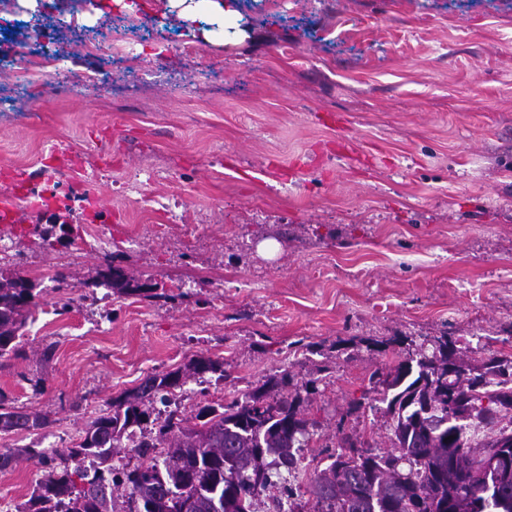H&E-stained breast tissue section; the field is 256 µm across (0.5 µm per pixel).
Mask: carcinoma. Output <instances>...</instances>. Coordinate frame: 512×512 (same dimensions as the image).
<instances>
[{
	"label": "carcinoma",
	"mask_w": 512,
	"mask_h": 512,
	"mask_svg": "<svg viewBox=\"0 0 512 512\" xmlns=\"http://www.w3.org/2000/svg\"><path fill=\"white\" fill-rule=\"evenodd\" d=\"M33 284L0 279V358L15 341L35 305ZM405 339L393 341L384 375L373 373L375 391L391 417V450L358 446L342 436L329 463L306 487L317 512H512V357L492 355L480 365L467 348L441 337L418 356ZM224 362L194 355L179 369L146 376L110 402L79 441L51 452L28 448L42 460L53 454L63 467L48 472L33 490L29 512L52 500L60 512H114L115 489L126 492L125 512H253L273 485L271 470L296 465L294 449L310 439L300 395H281L289 373L244 400L197 406L151 417L156 403L181 386L183 377L223 371ZM156 433L145 435L149 420ZM38 413L20 410L0 393V431L30 432L45 426ZM146 462L133 469L110 465L121 438ZM501 447L500 466L484 462L485 449Z\"/></svg>",
	"instance_id": "obj_1"
}]
</instances>
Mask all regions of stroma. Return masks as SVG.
Segmentation results:
<instances>
[{
	"instance_id": "35a3bbf8",
	"label": "stroma",
	"mask_w": 512,
	"mask_h": 512,
	"mask_svg": "<svg viewBox=\"0 0 512 512\" xmlns=\"http://www.w3.org/2000/svg\"><path fill=\"white\" fill-rule=\"evenodd\" d=\"M37 2L0 0V171L46 176L69 205L0 223V279L38 302L0 392L47 418L0 449L76 442L204 354L224 363L216 403L283 371L315 380L309 463L288 478L310 512L338 436L390 445L384 410L347 412L376 396L377 341L512 352V0H234L225 33L169 0ZM74 6L99 49L60 25ZM49 52L57 77L19 78L18 57ZM110 265L156 297L102 285ZM181 392L193 414L197 381ZM46 473L0 467V512H25Z\"/></svg>"
}]
</instances>
